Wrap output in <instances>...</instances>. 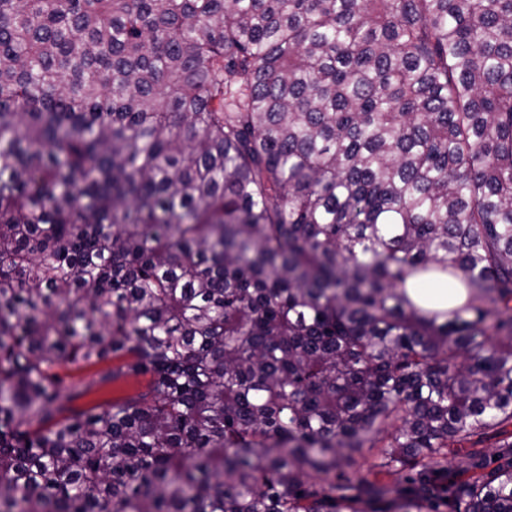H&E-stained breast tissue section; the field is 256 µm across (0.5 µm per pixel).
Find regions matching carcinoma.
<instances>
[{
    "label": "carcinoma",
    "mask_w": 512,
    "mask_h": 512,
    "mask_svg": "<svg viewBox=\"0 0 512 512\" xmlns=\"http://www.w3.org/2000/svg\"><path fill=\"white\" fill-rule=\"evenodd\" d=\"M439 504L512 512V0H0V512Z\"/></svg>",
    "instance_id": "1"
}]
</instances>
